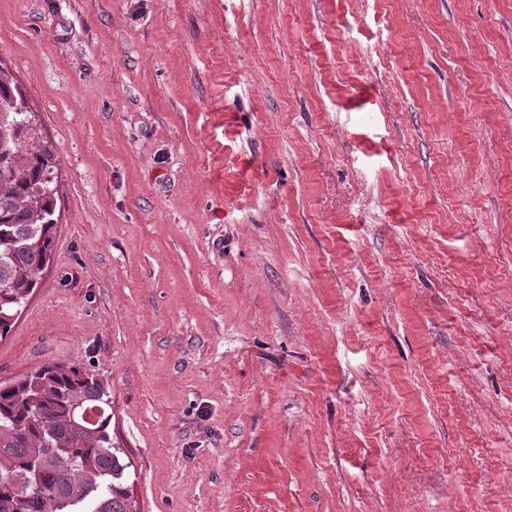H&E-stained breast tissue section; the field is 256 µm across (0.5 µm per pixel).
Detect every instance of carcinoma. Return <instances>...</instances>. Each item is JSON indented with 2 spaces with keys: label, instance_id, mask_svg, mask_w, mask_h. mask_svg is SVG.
<instances>
[{
  "label": "carcinoma",
  "instance_id": "1",
  "mask_svg": "<svg viewBox=\"0 0 512 512\" xmlns=\"http://www.w3.org/2000/svg\"><path fill=\"white\" fill-rule=\"evenodd\" d=\"M18 89L0 69V339L39 287L56 225V152L19 123ZM105 386L75 364L48 363L0 384V512H135L112 446Z\"/></svg>",
  "mask_w": 512,
  "mask_h": 512
}]
</instances>
